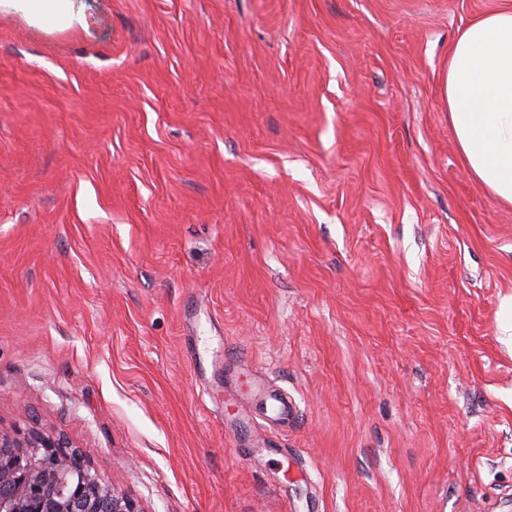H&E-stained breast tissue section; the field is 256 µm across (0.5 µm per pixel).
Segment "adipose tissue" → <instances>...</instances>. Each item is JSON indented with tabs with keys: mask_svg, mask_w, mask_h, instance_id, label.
<instances>
[{
	"mask_svg": "<svg viewBox=\"0 0 512 512\" xmlns=\"http://www.w3.org/2000/svg\"><path fill=\"white\" fill-rule=\"evenodd\" d=\"M445 98L466 172L512 207V6L476 17L453 40Z\"/></svg>",
	"mask_w": 512,
	"mask_h": 512,
	"instance_id": "ef3b65f1",
	"label": "adipose tissue"
}]
</instances>
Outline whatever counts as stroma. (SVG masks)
<instances>
[{
	"label": "stroma",
	"mask_w": 512,
	"mask_h": 512,
	"mask_svg": "<svg viewBox=\"0 0 512 512\" xmlns=\"http://www.w3.org/2000/svg\"><path fill=\"white\" fill-rule=\"evenodd\" d=\"M502 4L0 0V424L143 512H512V209L443 89Z\"/></svg>",
	"instance_id": "35a3bbf8"
}]
</instances>
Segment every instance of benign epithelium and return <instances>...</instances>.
<instances>
[{
    "instance_id": "7a95c632",
    "label": "benign epithelium",
    "mask_w": 512,
    "mask_h": 512,
    "mask_svg": "<svg viewBox=\"0 0 512 512\" xmlns=\"http://www.w3.org/2000/svg\"><path fill=\"white\" fill-rule=\"evenodd\" d=\"M0 512H143L61 437L0 426Z\"/></svg>"
}]
</instances>
